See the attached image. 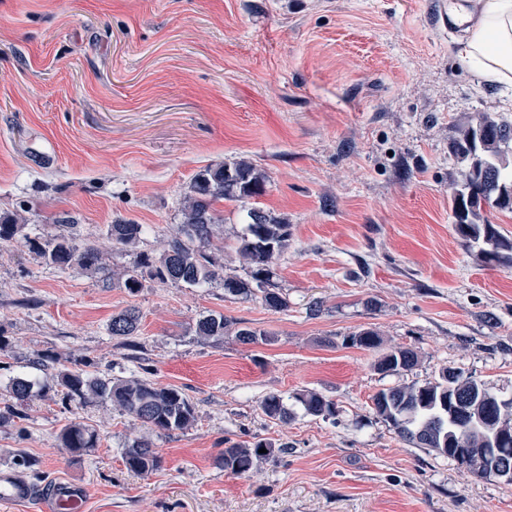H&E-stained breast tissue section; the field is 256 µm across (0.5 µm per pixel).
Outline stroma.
<instances>
[{"label": "stroma", "mask_w": 512, "mask_h": 512, "mask_svg": "<svg viewBox=\"0 0 512 512\" xmlns=\"http://www.w3.org/2000/svg\"><path fill=\"white\" fill-rule=\"evenodd\" d=\"M443 3L0 0V213L27 222L0 244V393L36 378L27 361L48 353L93 360L105 377L148 375L196 408L189 429L154 438L163 465L140 476L121 452L141 430L111 403L37 398L18 427L0 428V470L80 484L85 512H512V483L472 477L372 410L377 392L445 367L512 397V270L479 260L448 203L455 126L478 112L512 122V87L478 80L449 52ZM239 159L265 172V192L217 203L212 250L246 277L247 210L287 221L273 280L288 311L218 282L149 279L132 295L46 265L25 241L101 246L123 273L178 235L196 172ZM118 217L144 225L135 247L109 246ZM130 306L141 315L133 349L108 331ZM209 314L271 339L200 338ZM363 329L415 350L417 366L375 370L376 352L342 343ZM304 390L333 400L335 420L306 414L294 399ZM272 393L287 420L263 413ZM72 421L98 434L78 459L58 447ZM256 437L285 442L277 463L248 476L217 464L225 439Z\"/></svg>", "instance_id": "35a3bbf8"}]
</instances>
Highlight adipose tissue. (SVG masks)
I'll return each mask as SVG.
<instances>
[{"mask_svg": "<svg viewBox=\"0 0 512 512\" xmlns=\"http://www.w3.org/2000/svg\"><path fill=\"white\" fill-rule=\"evenodd\" d=\"M458 32L456 55L469 73L512 83V0H451Z\"/></svg>", "mask_w": 512, "mask_h": 512, "instance_id": "ef3b65f1", "label": "adipose tissue"}]
</instances>
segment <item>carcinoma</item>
Segmentation results:
<instances>
[{"label":"carcinoma","mask_w":512,"mask_h":512,"mask_svg":"<svg viewBox=\"0 0 512 512\" xmlns=\"http://www.w3.org/2000/svg\"><path fill=\"white\" fill-rule=\"evenodd\" d=\"M450 148L460 163L458 177L452 183L450 206L455 232L469 243H481L479 254L489 265L496 258L497 267L512 269V240L500 233L484 215L485 207L512 212V123L481 112L458 127ZM266 176L247 160L209 165L192 178L184 197L182 210L183 236L172 238L157 257H142L135 269L117 278L120 287L134 295L148 278L183 283L190 287L221 280L224 294L258 299L276 312L288 311V296L273 282L272 267L288 249L289 224L271 212L252 208L239 238L238 253L249 268V279L221 275L213 255L207 252L220 218L214 209L218 201L239 202L263 193ZM16 215H0V242H8L22 233L24 225ZM143 232V225L116 218L108 225L112 245L132 246ZM30 249L47 264L60 270L79 268L95 274L108 272L104 252L95 246L80 248L65 237L28 238ZM139 312L126 308L112 316L108 325L111 336L133 346L138 332ZM196 335L222 339L234 334L242 344H252L263 332L248 326L237 327L222 315H207L196 323ZM343 344L379 352L375 364L382 373L412 370L418 356L410 348L382 349L377 332L364 329L343 338ZM31 368L48 374L54 386L61 389L66 406L82 405L89 400L112 403L121 413L137 421L146 434L133 439L122 449L125 468L137 475H149L161 468L163 457L154 448L150 436H169L185 430L195 421V407L180 388L160 386L142 377L101 378L82 368H70L49 355L29 360ZM35 382L27 377L13 378L10 401L0 410V426H17L24 419L20 406L31 399ZM296 401L304 411L324 420H336V405L321 393L303 391ZM263 413L272 419L290 416L283 399L267 395L261 402ZM375 415L393 428L397 435L414 445L426 446L438 455L453 459L448 439L457 426H465L463 447L475 454L490 448L497 435L512 439V401L492 411H485L479 400L478 381L463 371H456L448 381L444 368L434 380L421 385L393 387L373 397ZM98 435L84 424L72 421L60 432L62 452L80 457L95 447ZM286 444L259 439L245 444L224 439V450L217 463L235 475L251 472L258 464L272 461ZM266 452L261 453L259 449Z\"/></svg>","instance_id":"obj_1"}]
</instances>
